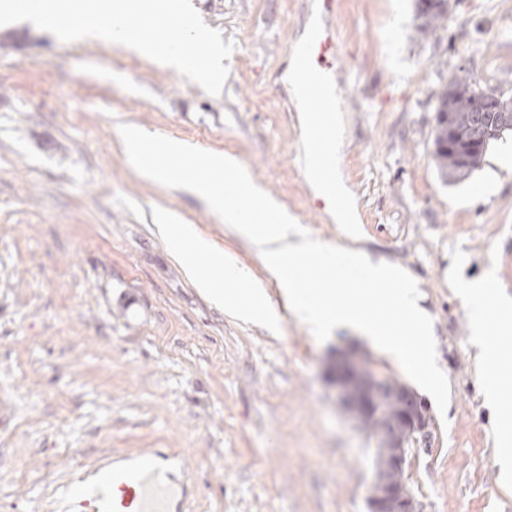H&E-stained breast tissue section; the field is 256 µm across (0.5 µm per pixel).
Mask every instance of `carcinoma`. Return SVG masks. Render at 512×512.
I'll return each mask as SVG.
<instances>
[{
	"label": "carcinoma",
	"instance_id": "1",
	"mask_svg": "<svg viewBox=\"0 0 512 512\" xmlns=\"http://www.w3.org/2000/svg\"><path fill=\"white\" fill-rule=\"evenodd\" d=\"M419 31L433 35L448 17V0L432 4L417 0ZM484 92L471 82L466 73L452 78L436 96L435 110L444 114L436 120L434 146L438 170L443 179L458 181L478 169L487 153L473 146L474 138L490 127L496 119L493 112L479 107Z\"/></svg>",
	"mask_w": 512,
	"mask_h": 512
}]
</instances>
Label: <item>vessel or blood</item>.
<instances>
[{
  "label": "vessel or blood",
  "mask_w": 512,
  "mask_h": 512,
  "mask_svg": "<svg viewBox=\"0 0 512 512\" xmlns=\"http://www.w3.org/2000/svg\"><path fill=\"white\" fill-rule=\"evenodd\" d=\"M339 48L330 27L318 29L303 47L298 79L307 86L314 119L332 112L329 86ZM189 473L185 460L154 448L108 452L91 468L82 470L68 489L71 512H176L173 503L185 486L168 482L169 472Z\"/></svg>",
  "instance_id": "1"
}]
</instances>
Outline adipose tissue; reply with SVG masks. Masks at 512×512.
<instances>
[{
	"mask_svg": "<svg viewBox=\"0 0 512 512\" xmlns=\"http://www.w3.org/2000/svg\"><path fill=\"white\" fill-rule=\"evenodd\" d=\"M302 125L309 174L324 195H332L337 189L332 148L322 145L320 124L306 118ZM161 229L199 290L213 297L225 312L256 321L275 320V307L266 289L253 281L231 255L202 238L194 225L179 223L171 214ZM457 295L468 312L481 357L493 360L497 366L495 376L486 384L485 401L498 414L495 436L500 477L507 484L512 482V356L490 337L487 325L492 319L502 323L512 321V299L484 279L460 283Z\"/></svg>",
	"mask_w": 512,
	"mask_h": 512,
	"instance_id": "obj_1",
	"label": "adipose tissue"
}]
</instances>
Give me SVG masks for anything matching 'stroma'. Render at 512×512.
Segmentation results:
<instances>
[{
    "mask_svg": "<svg viewBox=\"0 0 512 512\" xmlns=\"http://www.w3.org/2000/svg\"><path fill=\"white\" fill-rule=\"evenodd\" d=\"M336 2V178L355 224L332 222L312 190L286 80L316 0H192L235 43L218 96L121 45L0 27V512H56L76 465L128 448L191 456L180 512H367L376 443L325 367L355 344L379 374L403 371L353 333L318 342L288 306L273 328L200 294L156 230L163 215L279 291L202 201L132 167L122 124L236 157L314 238L408 271L450 401L407 483L424 512H512L483 396L495 365L456 293L489 272L512 294V134L457 182L433 144L436 95L460 70L512 97V0H450L429 37L415 0Z\"/></svg>",
    "mask_w": 512,
    "mask_h": 512,
    "instance_id": "1",
    "label": "stroma"
}]
</instances>
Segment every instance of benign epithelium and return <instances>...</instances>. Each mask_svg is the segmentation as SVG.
I'll return each mask as SVG.
<instances>
[{
  "instance_id": "7a95c632",
  "label": "benign epithelium",
  "mask_w": 512,
  "mask_h": 512,
  "mask_svg": "<svg viewBox=\"0 0 512 512\" xmlns=\"http://www.w3.org/2000/svg\"><path fill=\"white\" fill-rule=\"evenodd\" d=\"M484 110L500 117L484 141L512 130V103L494 94L481 98ZM330 385L339 405L375 428L376 470L368 495L369 512H423L422 504L402 480L408 450L430 435L432 417L426 400L413 389L366 369L362 356L352 350L336 352L329 369Z\"/></svg>"
}]
</instances>
